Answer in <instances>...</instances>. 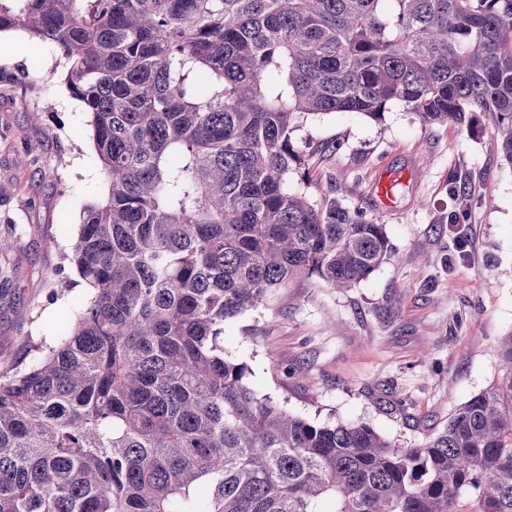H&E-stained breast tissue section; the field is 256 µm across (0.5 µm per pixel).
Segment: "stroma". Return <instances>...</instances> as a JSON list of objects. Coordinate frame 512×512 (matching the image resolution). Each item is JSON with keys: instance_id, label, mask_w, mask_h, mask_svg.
<instances>
[{"instance_id": "obj_1", "label": "stroma", "mask_w": 512, "mask_h": 512, "mask_svg": "<svg viewBox=\"0 0 512 512\" xmlns=\"http://www.w3.org/2000/svg\"><path fill=\"white\" fill-rule=\"evenodd\" d=\"M66 63L17 30L0 34V375L28 369L56 345L91 289L66 255L83 211L107 183ZM303 162L288 185L317 206L338 201L385 224L391 256L337 289L298 279L224 324L226 356L291 414L354 421L418 446L455 408L501 381L498 346L512 331V164L490 113L471 125L424 126L403 103L383 121L357 113L308 118L293 134ZM404 172L385 209L379 171ZM461 187L468 206L450 193ZM466 242L457 251L456 237Z\"/></svg>"}]
</instances>
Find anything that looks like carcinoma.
<instances>
[{"instance_id": "cac0c4a2", "label": "carcinoma", "mask_w": 512, "mask_h": 512, "mask_svg": "<svg viewBox=\"0 0 512 512\" xmlns=\"http://www.w3.org/2000/svg\"><path fill=\"white\" fill-rule=\"evenodd\" d=\"M66 61L105 200L68 259L67 337L0 379V512H512L503 382L425 444L293 416L224 354L288 280L349 288L386 225L289 188L310 115L497 120L512 164V0H0Z\"/></svg>"}]
</instances>
